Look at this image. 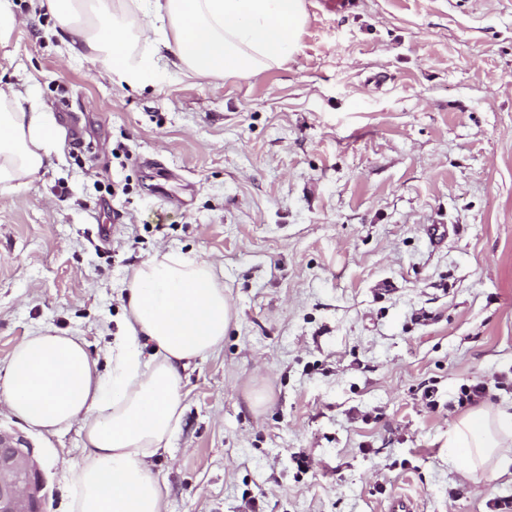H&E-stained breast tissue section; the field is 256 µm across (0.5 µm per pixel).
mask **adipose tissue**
I'll list each match as a JSON object with an SVG mask.
<instances>
[{
  "mask_svg": "<svg viewBox=\"0 0 512 512\" xmlns=\"http://www.w3.org/2000/svg\"><path fill=\"white\" fill-rule=\"evenodd\" d=\"M68 49L138 85L155 79L147 46L163 45L191 77H247L281 65L298 47L303 0H40ZM57 128L41 102L0 84V192H15L50 162ZM123 336L105 361L52 329L13 348L0 402L30 427L54 434L79 425L70 512H167V488L151 460L165 451L184 410L182 373L219 351L234 312L212 264L160 252L135 267L126 288ZM448 461L463 473L512 465V410L479 407L454 422Z\"/></svg>",
  "mask_w": 512,
  "mask_h": 512,
  "instance_id": "obj_1",
  "label": "adipose tissue"
}]
</instances>
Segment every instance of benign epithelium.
Instances as JSON below:
<instances>
[{"mask_svg":"<svg viewBox=\"0 0 512 512\" xmlns=\"http://www.w3.org/2000/svg\"><path fill=\"white\" fill-rule=\"evenodd\" d=\"M46 476L34 449L0 429V512H45Z\"/></svg>","mask_w":512,"mask_h":512,"instance_id":"benign-epithelium-1","label":"benign epithelium"}]
</instances>
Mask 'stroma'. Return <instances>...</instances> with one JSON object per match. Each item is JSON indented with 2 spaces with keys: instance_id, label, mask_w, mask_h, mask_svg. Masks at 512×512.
Listing matches in <instances>:
<instances>
[{
  "instance_id": "35a3bbf8",
  "label": "stroma",
  "mask_w": 512,
  "mask_h": 512,
  "mask_svg": "<svg viewBox=\"0 0 512 512\" xmlns=\"http://www.w3.org/2000/svg\"><path fill=\"white\" fill-rule=\"evenodd\" d=\"M296 52L246 79L128 84L11 0L0 81L48 106L51 163L0 193V373L52 328L104 356L133 267L207 257L236 312L184 371L152 461L168 512H489L512 476L448 464L477 375L512 405V0H304ZM433 389L425 400L424 389ZM67 512L78 427L0 406Z\"/></svg>"
}]
</instances>
